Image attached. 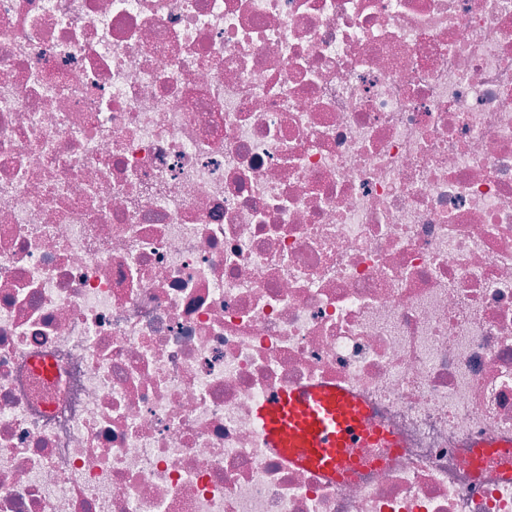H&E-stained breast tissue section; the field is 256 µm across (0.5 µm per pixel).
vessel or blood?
<instances>
[{"label":"vessel or blood","instance_id":"b4317fda","mask_svg":"<svg viewBox=\"0 0 512 512\" xmlns=\"http://www.w3.org/2000/svg\"><path fill=\"white\" fill-rule=\"evenodd\" d=\"M254 419L264 447L330 479L351 467L350 449L385 438L367 427L363 406L348 391L328 383L274 390L256 405Z\"/></svg>","mask_w":512,"mask_h":512}]
</instances>
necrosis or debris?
<instances>
[{
    "mask_svg": "<svg viewBox=\"0 0 512 512\" xmlns=\"http://www.w3.org/2000/svg\"><path fill=\"white\" fill-rule=\"evenodd\" d=\"M0 512H512V0H0ZM254 419L264 448L331 480L353 465L351 448L380 441L396 447L390 436L366 426L364 407L348 391L328 383L274 390L256 405Z\"/></svg>",
    "mask_w": 512,
    "mask_h": 512,
    "instance_id": "4bbe7bcc",
    "label": "necrosis or debris"
}]
</instances>
